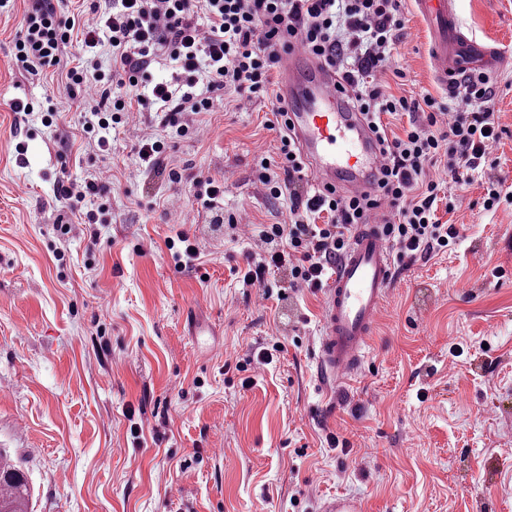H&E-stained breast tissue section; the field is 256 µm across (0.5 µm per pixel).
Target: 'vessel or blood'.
Here are the masks:
<instances>
[{
  "label": "vessel or blood",
  "instance_id": "b4317fda",
  "mask_svg": "<svg viewBox=\"0 0 512 512\" xmlns=\"http://www.w3.org/2000/svg\"><path fill=\"white\" fill-rule=\"evenodd\" d=\"M430 35V59L441 85L463 73L504 66L502 51L466 33L453 0H413ZM339 78L301 48L283 58L278 104L317 184L348 194L369 191L382 163L374 136L355 112ZM395 275L393 250L382 227L357 225L348 252L322 290L321 334L314 354L316 379L325 392L349 383L361 370L377 318Z\"/></svg>",
  "mask_w": 512,
  "mask_h": 512
}]
</instances>
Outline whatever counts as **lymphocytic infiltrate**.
Returning <instances> with one entry per match:
<instances>
[{"instance_id": "1", "label": "lymphocytic infiltrate", "mask_w": 512, "mask_h": 512, "mask_svg": "<svg viewBox=\"0 0 512 512\" xmlns=\"http://www.w3.org/2000/svg\"><path fill=\"white\" fill-rule=\"evenodd\" d=\"M205 24H198V16ZM401 0H114L93 6L87 19L62 14L54 0H32L15 42L20 75L65 68L71 95L89 105L85 132H98L97 145L133 110L129 90L148 82L158 58L175 66L171 80L150 84L156 123L170 138L200 134L194 117L221 106L226 93L253 100L272 95V74L282 56L300 45L342 76L353 108L375 135L384 163L373 192L345 196L335 188L306 185L308 165L288 131L284 109L274 111L280 132L276 155L262 158V181L273 197H287L289 221L258 225L247 255L244 286L271 297L272 269L287 268L290 285L319 292L347 250L355 225L380 216L395 261L447 251L456 242V225L436 217L440 199L449 209L463 202L458 190L484 180L483 207L498 208L501 179L488 177L491 149L503 130L492 109L497 85L475 72L448 86L447 101L424 93L416 98L385 93L377 73L391 68L404 36ZM112 47L109 74L94 72L97 49ZM408 114L402 132L384 118ZM440 165L447 181L431 179ZM194 198L210 223L237 224L224 215V183L210 176L192 180ZM59 204L53 227L58 236L74 220L112 221L111 183L99 174L77 181L61 170L54 183Z\"/></svg>"}]
</instances>
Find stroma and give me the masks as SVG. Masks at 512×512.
<instances>
[{"label":"stroma","mask_w":512,"mask_h":512,"mask_svg":"<svg viewBox=\"0 0 512 512\" xmlns=\"http://www.w3.org/2000/svg\"><path fill=\"white\" fill-rule=\"evenodd\" d=\"M28 5L0 8V452L25 473L31 512H319L336 496L363 512H512V64L493 75L505 201L485 210L475 183L455 212L438 211L459 243L397 267L362 371L327 399L314 378L320 295L291 290L284 269L267 300L240 282L248 225L288 221L257 162L280 145L275 99L242 109L228 94L197 115L201 138L169 142L184 171L170 183L136 151L153 110L132 112L100 156L58 74L16 73ZM456 8L512 55V0ZM401 10L393 65L406 77L385 73V89L445 99L428 31L412 0ZM17 99L34 115L13 112ZM63 165L112 181L91 267L81 225L53 230ZM199 174L223 178L242 226L199 214ZM180 232L202 270L176 269L166 241ZM273 341L281 351L242 387L236 362Z\"/></svg>","instance_id":"1"}]
</instances>
